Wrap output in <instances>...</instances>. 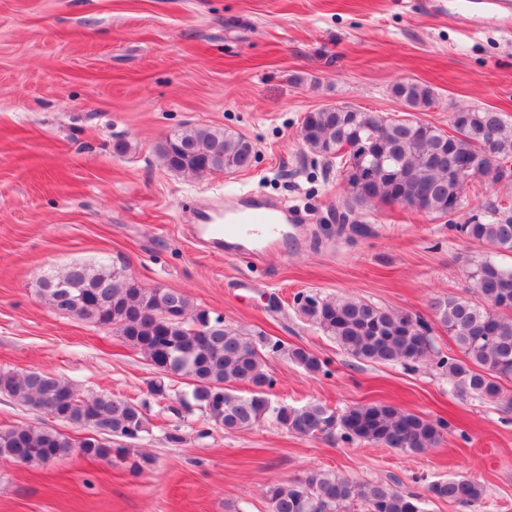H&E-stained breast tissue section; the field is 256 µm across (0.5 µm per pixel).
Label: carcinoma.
I'll list each match as a JSON object with an SVG mask.
<instances>
[{
	"label": "carcinoma",
	"mask_w": 512,
	"mask_h": 512,
	"mask_svg": "<svg viewBox=\"0 0 512 512\" xmlns=\"http://www.w3.org/2000/svg\"><path fill=\"white\" fill-rule=\"evenodd\" d=\"M392 94L410 108L433 100L431 88L416 81L393 85ZM461 125L446 133L413 118H393L349 105L326 106L303 117L300 136L313 154L336 161L350 188L341 226L354 207L397 196L422 204L424 212L446 218L461 208L473 182L491 188L512 185V124L492 109L460 110ZM496 133L492 153L475 132ZM167 167L188 175L239 171L252 166L255 152L244 137L217 128L186 127L158 143ZM460 163L472 167L475 180L454 178ZM458 236L494 253L512 254V201L486 199L463 222L448 221ZM469 279L478 283L480 301L450 295L436 300L434 321L448 331L461 356H442L436 366L448 375L454 390L498 400L502 382H512V266L478 254ZM39 295L55 311L95 326L114 328L139 349L157 371L148 391L168 398L166 376L191 381L190 395L177 394L179 404L189 401L203 410L214 425L226 431L250 429L272 419L290 433L303 437L333 435L388 448L420 452L435 446L450 425L396 406L359 403L338 413L321 403L277 405L267 397L274 385L265 371L267 359L285 354L310 375L328 373L327 362L303 347H288L280 339L250 337L224 318L195 306L184 293L143 288L126 274L125 267L100 263L74 264L57 275L42 277ZM299 315L318 326L348 355L358 361L409 365L430 356L431 321L420 314L384 309L354 297L297 295ZM234 383L250 387L242 396ZM18 405L45 413L52 419L82 427L93 425L110 438L78 443L51 427L0 428V458L48 463L76 448L85 456H131L135 443L149 433L141 406L101 394L84 397L71 384L39 371H0V394ZM122 440L112 447V438ZM271 512H349L353 503L364 512H425L429 498L462 506L483 499V486L466 476L436 481L415 494L383 483L355 482L333 471L314 469L288 483L267 487Z\"/></svg>",
	"instance_id": "obj_1"
}]
</instances>
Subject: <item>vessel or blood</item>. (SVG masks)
Listing matches in <instances>:
<instances>
[{"instance_id":"vessel-or-blood-1","label":"vessel or blood","mask_w":512,"mask_h":512,"mask_svg":"<svg viewBox=\"0 0 512 512\" xmlns=\"http://www.w3.org/2000/svg\"><path fill=\"white\" fill-rule=\"evenodd\" d=\"M448 10L470 28L512 29V0H448ZM293 220V215L248 199L227 219H220L214 211L208 213L203 224L196 226L195 239L204 247L224 241L240 245L241 255L249 258L256 248L273 247Z\"/></svg>"}]
</instances>
